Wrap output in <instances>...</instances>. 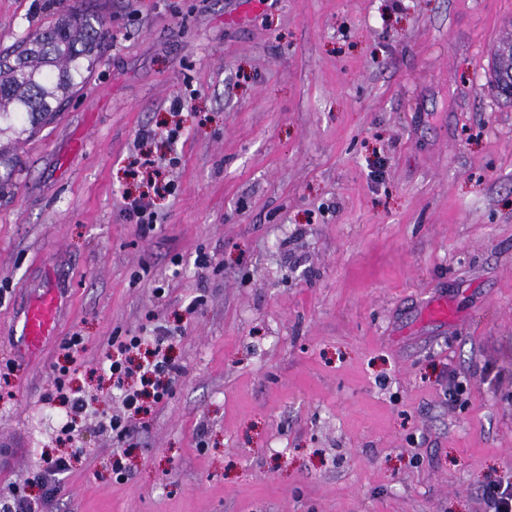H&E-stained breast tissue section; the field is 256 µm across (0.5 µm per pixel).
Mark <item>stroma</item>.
Wrapping results in <instances>:
<instances>
[{"mask_svg":"<svg viewBox=\"0 0 512 512\" xmlns=\"http://www.w3.org/2000/svg\"><path fill=\"white\" fill-rule=\"evenodd\" d=\"M80 5L110 20L96 68L41 123L0 120V496L489 512L512 481V103L489 84L512 0H0V48ZM144 153L175 185L147 235L120 208ZM47 285L64 307L28 359L12 324ZM159 326L182 375L117 438L112 339ZM61 379L87 402L66 444ZM52 455L49 496L29 480ZM484 499L492 512H512V484H490L484 491Z\"/></svg>","mask_w":512,"mask_h":512,"instance_id":"stroma-1","label":"stroma"}]
</instances>
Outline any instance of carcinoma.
Returning a JSON list of instances; mask_svg holds the SVG:
<instances>
[{
    "label": "carcinoma",
    "instance_id": "obj_1",
    "mask_svg": "<svg viewBox=\"0 0 512 512\" xmlns=\"http://www.w3.org/2000/svg\"><path fill=\"white\" fill-rule=\"evenodd\" d=\"M110 37L106 18L72 8L50 27L26 36L19 51L0 54V117L49 116L60 110L74 89L93 69L103 42ZM512 82V32L502 39L495 54L493 87ZM505 95V94H503ZM511 100L512 94L505 95Z\"/></svg>",
    "mask_w": 512,
    "mask_h": 512
}]
</instances>
